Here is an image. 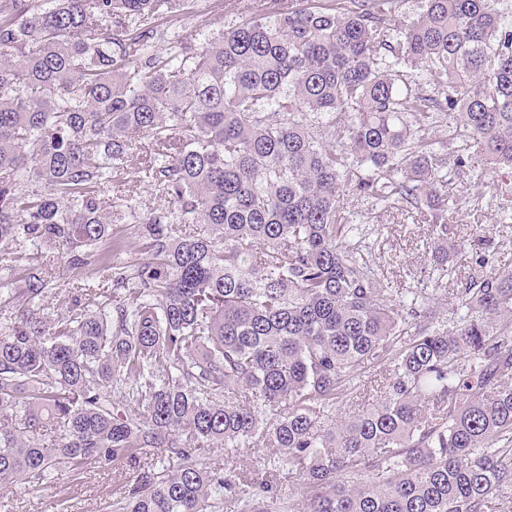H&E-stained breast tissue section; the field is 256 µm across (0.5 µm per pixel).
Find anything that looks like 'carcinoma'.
<instances>
[{"instance_id":"obj_1","label":"carcinoma","mask_w":512,"mask_h":512,"mask_svg":"<svg viewBox=\"0 0 512 512\" xmlns=\"http://www.w3.org/2000/svg\"><path fill=\"white\" fill-rule=\"evenodd\" d=\"M404 2L242 0L194 44L185 0H0L1 492L152 448L109 512H512V270L439 310L448 182L512 169V4ZM376 211L429 225L439 277L393 297ZM122 212L146 259L117 265ZM44 244L81 275L60 313ZM219 446L276 449L270 480Z\"/></svg>"}]
</instances>
